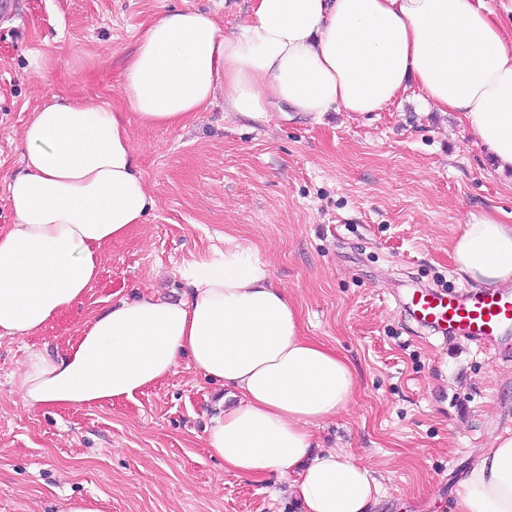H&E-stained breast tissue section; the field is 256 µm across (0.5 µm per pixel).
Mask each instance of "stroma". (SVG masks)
<instances>
[{
  "label": "stroma",
  "instance_id": "35a3bbf8",
  "mask_svg": "<svg viewBox=\"0 0 512 512\" xmlns=\"http://www.w3.org/2000/svg\"><path fill=\"white\" fill-rule=\"evenodd\" d=\"M176 9L225 31L249 0H6L0 7V227L6 180L30 112L55 96L118 106L136 37ZM154 200L106 246L97 283L36 336L0 338V512H55L98 497L102 512H302L288 481L225 470L205 446L224 386L181 359L131 400L28 409L18 380L32 352H62L113 298L178 297L192 263L249 251L296 308L305 335L347 357L355 404L315 429L318 447L369 463L381 512H448L492 436L512 432V360L416 329L395 295L461 287L451 245L469 213L512 224V172L457 113L410 88L379 112L298 113L254 122L223 99L188 127L133 132Z\"/></svg>",
  "mask_w": 512,
  "mask_h": 512
}]
</instances>
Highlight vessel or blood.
<instances>
[{"instance_id": "1", "label": "vessel or blood", "mask_w": 512, "mask_h": 512, "mask_svg": "<svg viewBox=\"0 0 512 512\" xmlns=\"http://www.w3.org/2000/svg\"><path fill=\"white\" fill-rule=\"evenodd\" d=\"M399 302L414 322L435 335L475 343L500 357L512 350V287L416 288Z\"/></svg>"}]
</instances>
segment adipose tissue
Returning a JSON list of instances; mask_svg holds the SVG:
<instances>
[{"mask_svg":"<svg viewBox=\"0 0 512 512\" xmlns=\"http://www.w3.org/2000/svg\"><path fill=\"white\" fill-rule=\"evenodd\" d=\"M458 113L499 170L512 171V46L473 0H251L225 32L173 11L137 36L122 73L125 108L55 97L30 114L21 168L7 183L14 224L0 228V335L34 336L97 282L102 250L152 208L132 127L184 123L216 94L257 121L278 107L321 119L378 112L409 87ZM477 287L512 283V224L471 214L452 244ZM234 392L205 445L225 469L293 477L306 512H375L382 486L352 455L314 447L347 411L354 365L305 336L284 289L238 253L198 264L179 298H120L84 322L63 354L36 352L19 377L25 408L130 399L181 357ZM449 512H512V435L491 438Z\"/></svg>","mask_w":512,"mask_h":512,"instance_id":"ef3b65f1","label":"adipose tissue"}]
</instances>
